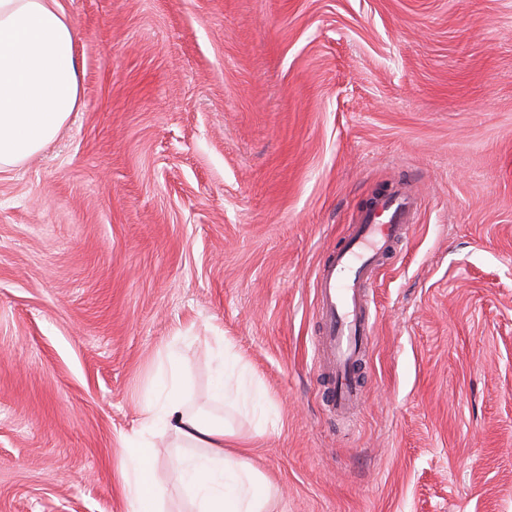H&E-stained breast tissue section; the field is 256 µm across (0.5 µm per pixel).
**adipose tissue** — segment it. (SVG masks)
<instances>
[{"mask_svg": "<svg viewBox=\"0 0 512 512\" xmlns=\"http://www.w3.org/2000/svg\"><path fill=\"white\" fill-rule=\"evenodd\" d=\"M78 74L71 24L58 0H0V171L38 153L78 111ZM157 383L164 398L149 403L140 429L122 439L121 476L134 512H160L150 439L158 427L192 450L181 476L193 512H270V483L228 448L235 430L187 410L177 365Z\"/></svg>", "mask_w": 512, "mask_h": 512, "instance_id": "1", "label": "adipose tissue"}]
</instances>
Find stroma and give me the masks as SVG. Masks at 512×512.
Returning <instances> with one entry per match:
<instances>
[{
    "label": "stroma",
    "mask_w": 512,
    "mask_h": 512,
    "mask_svg": "<svg viewBox=\"0 0 512 512\" xmlns=\"http://www.w3.org/2000/svg\"><path fill=\"white\" fill-rule=\"evenodd\" d=\"M60 3L79 110L0 172V512H131L122 436L172 358L223 415L225 344L273 512H512V0ZM407 184L340 419L315 272ZM224 366V383L219 384L214 391V398L223 400L224 403L235 409L247 408L249 402L256 401V396L253 395L247 388L238 384L235 387L229 386L226 374V348L221 352Z\"/></svg>",
    "instance_id": "35a3bbf8"
}]
</instances>
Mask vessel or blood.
Segmentation results:
<instances>
[{
    "instance_id": "1",
    "label": "vessel or blood",
    "mask_w": 512,
    "mask_h": 512,
    "mask_svg": "<svg viewBox=\"0 0 512 512\" xmlns=\"http://www.w3.org/2000/svg\"><path fill=\"white\" fill-rule=\"evenodd\" d=\"M417 210V199L411 193L382 197L375 209L364 212L345 246L317 273L323 335L316 349L326 358L329 394L336 412L348 411L361 399L355 364L374 338V327L365 311L364 290L380 256L391 243L402 239Z\"/></svg>"
}]
</instances>
